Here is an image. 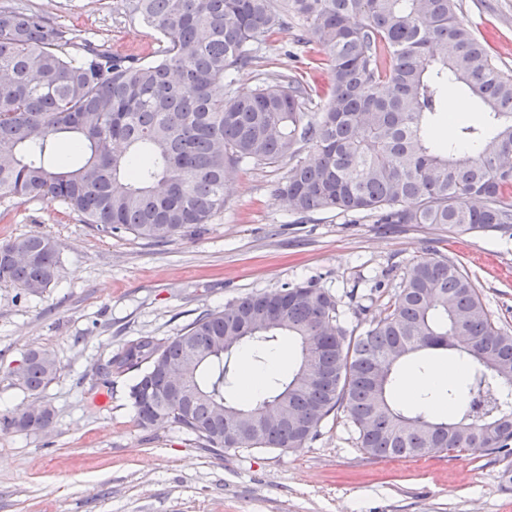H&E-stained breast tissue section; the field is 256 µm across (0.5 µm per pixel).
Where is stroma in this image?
I'll list each match as a JSON object with an SVG mask.
<instances>
[{
    "mask_svg": "<svg viewBox=\"0 0 512 512\" xmlns=\"http://www.w3.org/2000/svg\"><path fill=\"white\" fill-rule=\"evenodd\" d=\"M81 39L153 61L157 34L131 19L125 0H28ZM498 65L512 71V0H459ZM295 29L255 47L231 74L245 92L268 75L305 71ZM287 164L242 165L223 213L163 243L112 237L60 203L0 199V241L54 240L59 280L30 296L0 283V412L41 400L54 410L37 432L0 433V512H512V457L453 450L380 458L358 447L343 412L299 449L228 450L217 456L171 423L145 428L127 399L134 375L103 380L111 353L140 336L176 335L206 309L315 281L348 325L394 305L409 266L447 258L475 282L485 307L512 332V236L445 224H376L351 214H293L278 189ZM34 348L58 373L33 398L11 372Z\"/></svg>",
    "mask_w": 512,
    "mask_h": 512,
    "instance_id": "stroma-1",
    "label": "stroma"
}]
</instances>
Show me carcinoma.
I'll return each mask as SVG.
<instances>
[{"instance_id": "obj_1", "label": "carcinoma", "mask_w": 512, "mask_h": 512, "mask_svg": "<svg viewBox=\"0 0 512 512\" xmlns=\"http://www.w3.org/2000/svg\"><path fill=\"white\" fill-rule=\"evenodd\" d=\"M165 37L161 60L111 54L90 42L62 52L64 32L22 3L0 5V197L50 199L104 235L164 242L211 223L243 164L275 166L312 149L279 188L296 214H363L378 224L512 227V74L500 69L457 0H127ZM302 22L316 45L309 79L275 74L218 95L253 46ZM328 67L327 91L319 88ZM466 92L444 110L448 87ZM323 94L321 111L310 112ZM454 127L451 139L436 135ZM67 135L80 158L52 160ZM60 277L55 242L0 243V283L37 296ZM258 347L293 338L300 358L286 379L250 403L224 397V354L213 338L230 324ZM433 350L466 365L467 404L436 418L389 400L395 370ZM197 358L184 396L170 399L165 369ZM139 371L129 389L138 423L166 418L205 450L301 448L333 412L345 413L367 454L409 458L465 449L512 455V334L448 259L405 272L394 306L357 331L315 284L285 283L219 311L203 310L167 339L140 336L100 375ZM51 353L32 349L13 372L34 394L55 378ZM53 411L1 414V431L36 432Z\"/></svg>"}]
</instances>
